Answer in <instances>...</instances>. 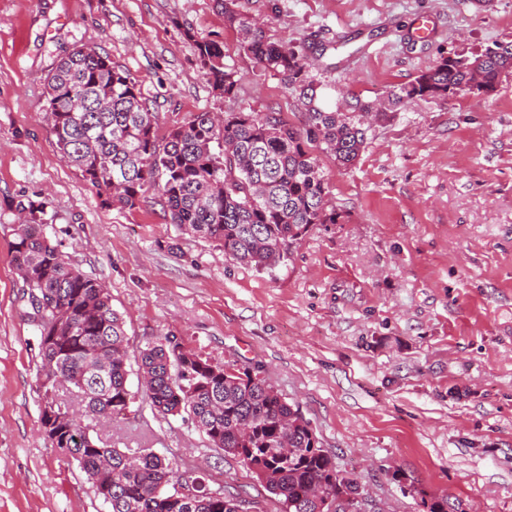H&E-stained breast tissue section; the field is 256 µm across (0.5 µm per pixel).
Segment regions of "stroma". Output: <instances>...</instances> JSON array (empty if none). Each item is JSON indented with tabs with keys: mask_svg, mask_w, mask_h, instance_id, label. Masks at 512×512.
I'll return each instance as SVG.
<instances>
[{
	"mask_svg": "<svg viewBox=\"0 0 512 512\" xmlns=\"http://www.w3.org/2000/svg\"><path fill=\"white\" fill-rule=\"evenodd\" d=\"M297 48L331 108L359 120L446 57L512 39V0H0V512H106L44 434L39 338L12 262L16 205L66 260L105 285L128 339L123 418L94 431L204 473L240 512H281L187 415L145 398L140 350L164 335L212 362L258 369L299 409L363 512H512V75L490 93L399 104L365 127L358 159L316 156L332 224L312 225L268 271L180 232L156 200L105 206L62 157L46 77L94 47L137 81L156 142L197 113L273 115L301 127L281 75L244 49L229 15ZM430 18L427 39L413 35ZM224 51L235 98L213 88L197 41Z\"/></svg>",
	"mask_w": 512,
	"mask_h": 512,
	"instance_id": "1",
	"label": "stroma"
}]
</instances>
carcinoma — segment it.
<instances>
[{"label":"carcinoma","mask_w":512,"mask_h":512,"mask_svg":"<svg viewBox=\"0 0 512 512\" xmlns=\"http://www.w3.org/2000/svg\"><path fill=\"white\" fill-rule=\"evenodd\" d=\"M229 20L248 53L282 75L307 107L305 127L250 112H226L216 125L210 113L200 112L172 129L160 150L157 113L136 80L83 47L48 74V114L62 156L104 203L134 208L152 189L179 230L217 242L226 256L263 270L284 259L312 225L336 223V214L327 212L314 151L322 147L350 164L363 148L365 130L344 113L323 109L303 56L268 40L252 20ZM196 48L214 88L234 96L236 81L224 70L223 50L203 40ZM509 74L512 41H498L471 57L444 59L389 90L385 102L359 109L384 121L389 106L494 88ZM17 208L31 215L16 225L11 248L39 336L38 391L57 392L65 384L84 401L86 417L111 421L132 400L124 322L108 289L50 242L33 205L21 201ZM139 371L158 412L187 414L212 447L236 457L257 480L267 476L264 487L279 498L282 512H328L325 499L342 508L360 495L357 479L336 469L309 421L250 369L212 364L166 336L140 351ZM41 424L51 425L52 443L78 463L96 496L109 491L110 512H238L235 498L207 494L199 476L192 496L174 492L175 460L150 449L129 454L101 446L64 410L53 419L41 412Z\"/></svg>","instance_id":"1"}]
</instances>
